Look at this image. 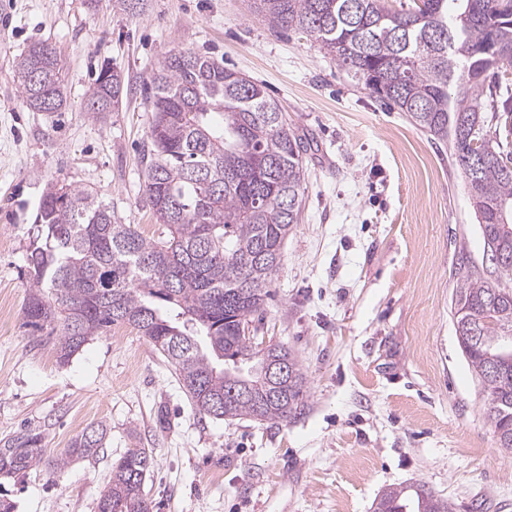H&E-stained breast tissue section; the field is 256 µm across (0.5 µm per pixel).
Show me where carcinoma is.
<instances>
[{
    "label": "carcinoma",
    "mask_w": 512,
    "mask_h": 512,
    "mask_svg": "<svg viewBox=\"0 0 512 512\" xmlns=\"http://www.w3.org/2000/svg\"><path fill=\"white\" fill-rule=\"evenodd\" d=\"M273 30L301 31L378 99L448 142L478 218L482 260L461 253L451 314L459 348L486 397L498 445H512V0H249ZM28 106L60 109L66 92L56 50L31 43L15 59ZM131 89L101 67L88 110L105 116ZM151 112L141 157L144 203L163 227L146 238L98 197L64 181L45 191L42 243L28 256L26 324L51 331L58 360L125 324L175 367L196 410L215 419L286 421L305 406V374L285 346L264 349L243 333L270 298L283 244L301 222L304 160L264 87L191 49L168 52L142 90ZM219 112L224 121L217 123ZM498 129L488 133L489 120ZM509 229H504V225ZM288 362V381H267L265 361ZM107 427L72 439L68 459L93 458ZM44 431L0 439V477L45 462ZM153 451L133 448L112 465L98 512H150L145 480ZM374 512H451L420 483L389 487Z\"/></svg>",
    "instance_id": "obj_1"
}]
</instances>
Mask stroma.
I'll use <instances>...</instances> for the list:
<instances>
[{"label": "stroma", "instance_id": "obj_1", "mask_svg": "<svg viewBox=\"0 0 512 512\" xmlns=\"http://www.w3.org/2000/svg\"><path fill=\"white\" fill-rule=\"evenodd\" d=\"M41 40L67 92L29 108L14 61ZM211 53L263 83L311 144L300 224L284 244L262 333L306 377L287 421L199 414L166 359L132 327H112L69 362L26 327L27 257L48 183L89 189L145 236L141 154L151 114L141 93L172 49ZM133 91L97 119L85 109L101 66ZM483 237L446 143L355 83L319 45L276 31L248 0H0V438L31 424L46 462L0 478L14 512H98L112 465L149 448L153 512H373L392 485L421 483L452 512H512V454L450 313L459 250ZM105 423L98 456L50 473L71 439Z\"/></svg>", "mask_w": 512, "mask_h": 512}]
</instances>
